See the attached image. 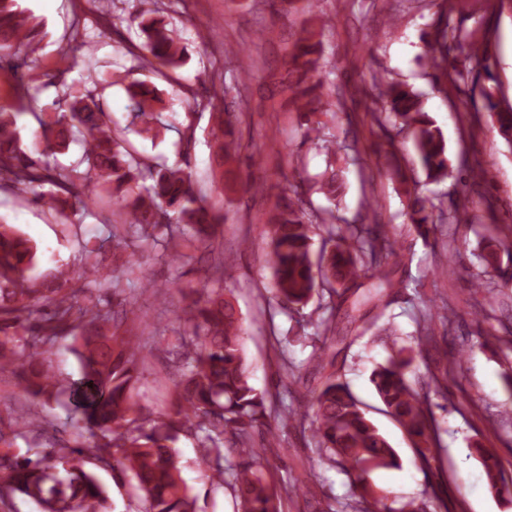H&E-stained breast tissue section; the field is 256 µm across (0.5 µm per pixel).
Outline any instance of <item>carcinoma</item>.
<instances>
[{"label": "carcinoma", "instance_id": "1", "mask_svg": "<svg viewBox=\"0 0 512 512\" xmlns=\"http://www.w3.org/2000/svg\"><path fill=\"white\" fill-rule=\"evenodd\" d=\"M137 53L136 65H152L158 75L181 68L188 56L175 22L166 18V4L153 0L148 6L134 5ZM317 17L303 30L291 55L286 88L297 111L307 114L328 111L324 100L325 79L311 82L309 74L318 71L322 58ZM42 24L19 0H0V57H19L21 51H35ZM77 26L68 34L72 56L61 57L65 67L79 59L86 65V79L79 88L58 85L53 101L55 112L46 120L34 112V135L45 144V152L35 158L19 146L21 115L16 104H24L29 89L22 83L12 87L14 103L0 106V189L15 193L50 189L36 193L35 201L52 211L68 209L92 213L100 192L112 197L124 219L108 225L116 247L127 249L142 239H150L161 260L191 256L180 250L179 239L210 248L218 239L226 216L210 207L197 191L187 171L191 139H186L183 163L150 165L128 141L127 135H153L165 126V116L154 104L161 101L158 88L144 81L127 89L130 120L118 131L100 100L104 88L95 79L90 59L91 42L77 39ZM425 56L431 67L451 82L477 80L489 70L486 51L459 25L445 21L425 38ZM210 82L221 80L220 103L193 99L194 107L210 112L211 148L219 168L236 176L235 167L246 147L242 144V103L240 88L224 81L215 62L203 66ZM372 112L381 126L391 124L412 142L427 179L448 178V156L442 132L425 110L422 94L405 83L373 75L370 83ZM485 107L503 136L512 133V112H497L491 99ZM81 139L80 159L65 166L53 155L69 149ZM316 191L327 200H336L342 184L336 172L326 169L315 181ZM406 216L420 236L428 234L436 222L459 224L466 212L454 208L444 212L428 196L414 193ZM275 299L280 309L299 311L316 290L328 295L329 302L341 309L347 292L359 287L358 281H372L369 298L377 300L380 312L351 343L373 329L389 333L391 328L378 322L389 303L385 297L406 284L395 281L383 269V261L395 255L388 238L365 224H340L331 210L319 212L300 195L282 197L273 206L267 222ZM320 237L313 249L314 236ZM38 249L18 229L0 220V373L10 368L17 386L36 399L66 396L72 406V434L86 439L87 445L71 447L58 436L60 430L32 412L19 414L8 425L0 422V500L17 497L31 501L37 512H108V493L97 475L84 468L81 457L88 453L104 468L130 476L133 487L147 504L146 512H198L197 499L181 475L174 447L180 432L198 442V462L211 483L232 490L236 512H280L283 497L294 487L269 484L261 468L264 456L277 453L276 437L256 446L255 433L268 426V419L289 422L298 416L293 408L275 405L249 381L243 348V318L224 287V262L215 261L198 270L200 287L185 296L182 329L177 336L187 361L175 380L174 396L167 410L157 417L141 411L134 389L139 366L149 338L138 335L141 322L116 311L101 300L84 295L75 279H88L96 273L92 251H85L81 271L74 276L59 267L38 278L30 275L37 262ZM451 318L445 306L429 305L418 324L417 354L423 356L432 343L433 324ZM72 337L71 350L80 366V377L62 382L52 371L49 347L59 338ZM321 374V385L313 392L311 427L317 454L327 463L338 465L354 475L358 491L356 512H389L384 497L368 482L374 469L398 468L400 457L389 440L367 415L363 402L353 393L336 369L335 357L327 349L312 357ZM414 357L398 350L375 369L371 383L385 411L399 422L411 438L420 468L427 469L435 459L436 427L430 392L444 386L447 378L434 375L416 388L406 378ZM22 438L27 447L17 448ZM489 489L497 495H511L512 486L500 476L498 457L489 449L475 446ZM237 461L226 465L227 455Z\"/></svg>", "mask_w": 512, "mask_h": 512}]
</instances>
